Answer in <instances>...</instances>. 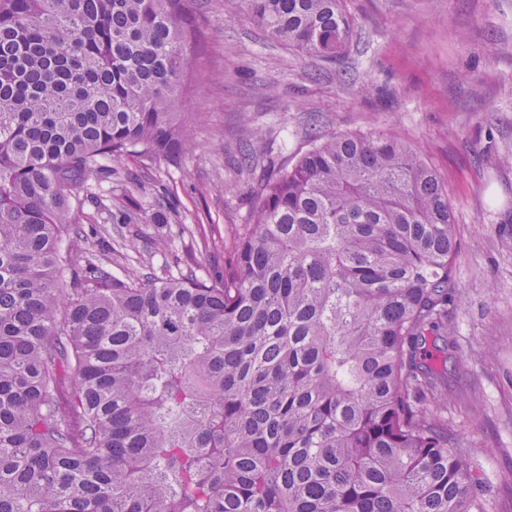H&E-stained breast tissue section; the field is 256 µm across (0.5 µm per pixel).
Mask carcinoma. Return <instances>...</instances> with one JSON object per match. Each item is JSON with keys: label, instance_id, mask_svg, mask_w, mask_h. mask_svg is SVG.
<instances>
[{"label": "carcinoma", "instance_id": "obj_1", "mask_svg": "<svg viewBox=\"0 0 512 512\" xmlns=\"http://www.w3.org/2000/svg\"><path fill=\"white\" fill-rule=\"evenodd\" d=\"M187 0H0V512H485L440 417L455 218L384 132L314 134L224 280L74 275L105 160L177 158ZM333 63L345 0H240Z\"/></svg>", "mask_w": 512, "mask_h": 512}]
</instances>
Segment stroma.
Wrapping results in <instances>:
<instances>
[{
  "label": "stroma",
  "mask_w": 512,
  "mask_h": 512,
  "mask_svg": "<svg viewBox=\"0 0 512 512\" xmlns=\"http://www.w3.org/2000/svg\"><path fill=\"white\" fill-rule=\"evenodd\" d=\"M355 33L326 64L260 34L236 0H188L202 49L180 159L105 161L76 222L79 266L224 277L258 185L320 133L387 131L439 172L455 214L456 345L444 420L512 512V0H346ZM138 209L131 225L115 223Z\"/></svg>",
  "instance_id": "35a3bbf8"
}]
</instances>
